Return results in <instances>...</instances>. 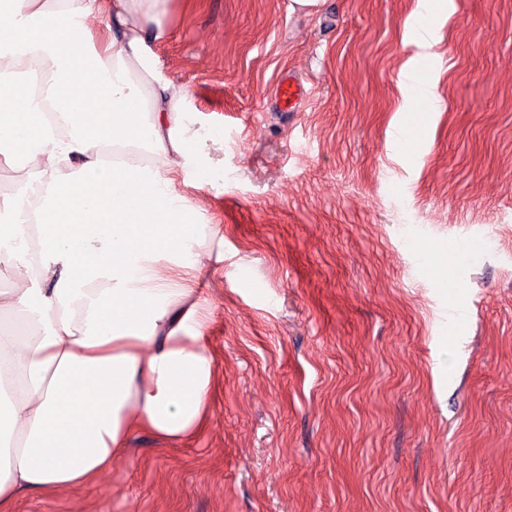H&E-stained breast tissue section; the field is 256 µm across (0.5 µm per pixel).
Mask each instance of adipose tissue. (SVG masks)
Returning a JSON list of instances; mask_svg holds the SVG:
<instances>
[{"instance_id": "ef3b65f1", "label": "adipose tissue", "mask_w": 512, "mask_h": 512, "mask_svg": "<svg viewBox=\"0 0 512 512\" xmlns=\"http://www.w3.org/2000/svg\"><path fill=\"white\" fill-rule=\"evenodd\" d=\"M168 0H0V263L17 286L0 335V512L21 494L79 490L139 430L179 444L210 409L207 300L166 264L198 269L206 224L176 176L223 170L224 132L150 49ZM103 23L94 35L90 19Z\"/></svg>"}]
</instances>
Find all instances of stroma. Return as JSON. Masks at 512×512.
Instances as JSON below:
<instances>
[{
	"mask_svg": "<svg viewBox=\"0 0 512 512\" xmlns=\"http://www.w3.org/2000/svg\"><path fill=\"white\" fill-rule=\"evenodd\" d=\"M291 2L169 0L152 47L224 131L186 190L224 259L175 279L208 300L206 426L12 512H512V0H438L427 49L417 0ZM425 55L440 109L403 147ZM434 0H419L416 9L417 21L409 32V40L417 45H426L433 39L434 31L432 28L431 4ZM430 18L428 24H423V20ZM421 19V20H420Z\"/></svg>",
	"mask_w": 512,
	"mask_h": 512,
	"instance_id": "stroma-1",
	"label": "stroma"
}]
</instances>
